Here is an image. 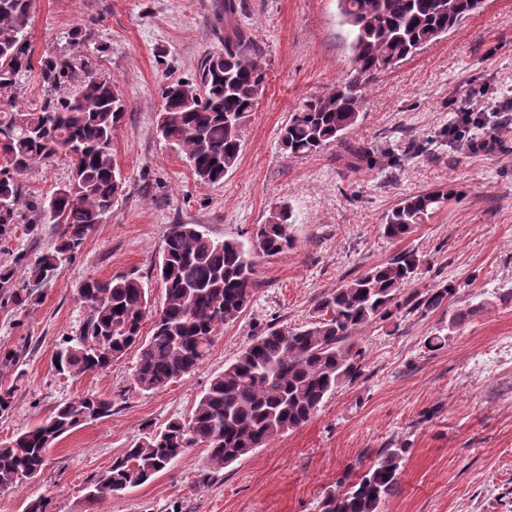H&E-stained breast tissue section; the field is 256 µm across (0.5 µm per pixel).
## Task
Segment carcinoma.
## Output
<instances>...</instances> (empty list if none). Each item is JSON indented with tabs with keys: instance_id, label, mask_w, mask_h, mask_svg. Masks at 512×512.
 Returning a JSON list of instances; mask_svg holds the SVG:
<instances>
[{
	"instance_id": "1",
	"label": "carcinoma",
	"mask_w": 512,
	"mask_h": 512,
	"mask_svg": "<svg viewBox=\"0 0 512 512\" xmlns=\"http://www.w3.org/2000/svg\"><path fill=\"white\" fill-rule=\"evenodd\" d=\"M341 23L351 36L350 69L329 91L306 100L281 128V150L290 158L314 153L357 125L369 87L427 44L456 29L480 10L479 0H336ZM31 0H0V90L16 86L33 70L28 40ZM260 49L237 20L235 0H224V49L206 57L194 81L164 88L157 131L185 154L197 180L224 179L242 151L241 132L264 90ZM40 74L57 88L78 82L63 101L46 100L35 109L0 103V224L25 220L18 176L58 154L69 160L68 183L28 204L33 224H51L53 249L24 260L28 282L37 286L81 249L122 191L113 155V136L127 111L117 82L86 71L76 77L66 60L39 59ZM448 193L421 191L400 199L385 215L383 233L401 240L433 218ZM291 213L282 207L256 228L252 249L236 239L210 238L195 224H172L155 263L164 288L154 311L152 335L141 336L150 309L149 291L130 272L108 280L89 278L86 317L63 338L55 361L73 378L106 370L138 346L134 380L143 391H158L192 373L208 357L215 336L249 308L257 283L250 253L275 256L293 246ZM423 261L412 250L373 265L345 282L316 307L300 327H269L210 381L187 421L172 420L112 460L93 483L106 494L98 504L147 482L187 448L206 450L204 471L219 472L234 461L294 431L318 412L343 383L362 374L355 337L363 328L405 310L435 312L452 302L454 285L411 290ZM110 401L86 394L59 403L38 426L0 443V492H14L45 465L44 437H59L108 415ZM405 447L377 453L358 477L346 475L339 489L322 498L319 512H380L399 489Z\"/></svg>"
}]
</instances>
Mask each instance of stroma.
I'll return each mask as SVG.
<instances>
[{
  "label": "stroma",
  "mask_w": 512,
  "mask_h": 512,
  "mask_svg": "<svg viewBox=\"0 0 512 512\" xmlns=\"http://www.w3.org/2000/svg\"><path fill=\"white\" fill-rule=\"evenodd\" d=\"M224 0H34L28 38L35 56L83 57L96 75L117 81L128 110L113 139L123 190L105 222L30 305L14 304L21 277L0 283V387L16 386L0 415V442L40 424L60 402L81 394L111 400L108 416L80 425L47 450L40 476L10 495L0 512H25L47 498L49 512H85L89 483L144 433L189 419L210 378L223 372L264 328L309 321L317 304L368 267L404 250L422 255L418 289L455 284L449 308L412 311L363 329L356 342L364 372L329 396L301 428L275 438L204 478L195 446L167 469L96 512H318L326 492L362 473L377 451L407 447L399 493L381 512H512V123L494 107L512 98V0H488L455 31L418 51L372 85L363 118L335 143L301 158L283 155L279 132L307 99L344 77L350 37L336 0H236L243 26L261 50L265 87L242 130L236 166L218 184L200 183L184 156L156 133L162 89L197 79L204 58L224 47ZM484 107L471 147L448 124L471 96ZM371 148L368 157L357 155ZM63 157L20 178L29 200L67 182ZM450 192L447 206L402 240L382 220L401 198ZM292 214L294 243L257 257L254 300L224 326L190 375L156 392L133 377L137 350L103 373L74 379L57 372L54 353L85 315L77 298L90 277L141 276L159 306L154 264L170 225L199 224L213 239L252 245L257 225L280 207ZM54 240L50 225L0 228V270ZM469 312L443 349L424 340L451 314Z\"/></svg>",
  "instance_id": "obj_1"
}]
</instances>
